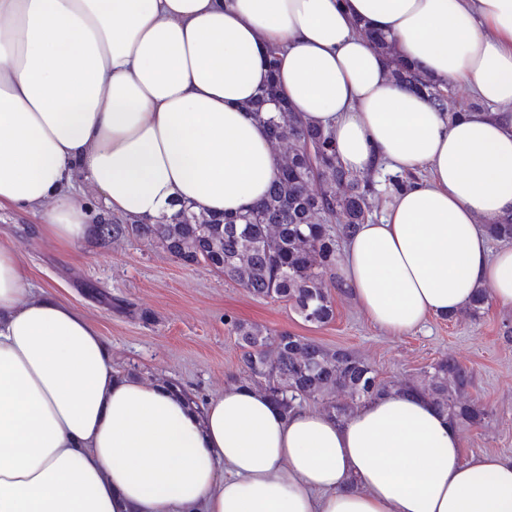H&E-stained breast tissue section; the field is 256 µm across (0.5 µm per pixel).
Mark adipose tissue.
<instances>
[{
	"label": "adipose tissue",
	"instance_id": "adipose-tissue-1",
	"mask_svg": "<svg viewBox=\"0 0 512 512\" xmlns=\"http://www.w3.org/2000/svg\"><path fill=\"white\" fill-rule=\"evenodd\" d=\"M480 111L395 82L367 32ZM276 82L354 173L427 169L344 241L336 284L403 336L481 289L512 309V0H0V208L61 247L89 182L129 221L261 201L279 157L244 106ZM0 512H512V456L464 457L428 399L336 419L235 383L193 404L120 372L0 242ZM450 93L448 96V116L449 118H456L463 114L462 112H453L468 107L471 110H483L484 105L476 100L468 89L463 85H457L449 88Z\"/></svg>",
	"mask_w": 512,
	"mask_h": 512
}]
</instances>
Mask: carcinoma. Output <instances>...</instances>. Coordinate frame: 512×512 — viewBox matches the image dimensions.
<instances>
[{
	"mask_svg": "<svg viewBox=\"0 0 512 512\" xmlns=\"http://www.w3.org/2000/svg\"><path fill=\"white\" fill-rule=\"evenodd\" d=\"M365 35L391 64L396 82L426 91L443 108L439 86L405 66L388 36ZM245 109L267 129L281 156L264 199L244 212L221 217H204L183 205L157 224L114 219L94 225L95 233L102 239H146L186 264L202 261L253 296L285 302L303 321L324 325L334 318V300L325 287L336 264L332 223L339 222L344 233L364 223L370 188L339 164L331 133L304 123L281 98L275 82L263 87ZM487 231L495 240L512 242V218L487 225ZM231 330L239 348L240 382L264 384L272 402L287 413L313 398L324 401L328 414L342 418L351 406L395 390L429 399L454 425H480L488 417L483 405L464 397L468 375L451 358L430 364L417 380L387 384L347 350H328L303 336L244 321L231 322Z\"/></svg>",
	"mask_w": 512,
	"mask_h": 512,
	"instance_id": "carcinoma-1",
	"label": "carcinoma"
}]
</instances>
